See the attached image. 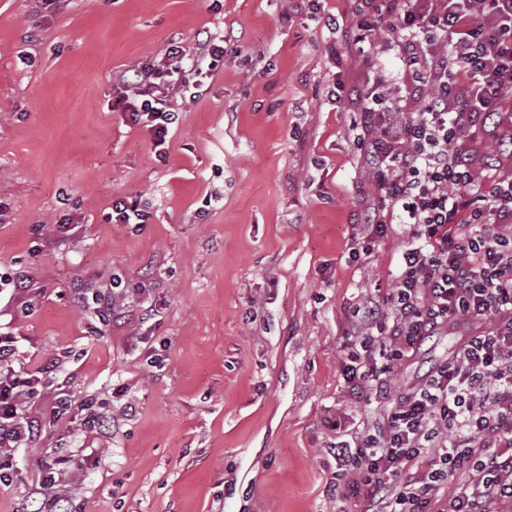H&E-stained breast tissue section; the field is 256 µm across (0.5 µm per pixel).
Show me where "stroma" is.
Returning a JSON list of instances; mask_svg holds the SVG:
<instances>
[{
	"label": "stroma",
	"instance_id": "obj_1",
	"mask_svg": "<svg viewBox=\"0 0 512 512\" xmlns=\"http://www.w3.org/2000/svg\"><path fill=\"white\" fill-rule=\"evenodd\" d=\"M354 8L0 0V269L26 277L0 287V332L16 374H42L0 512H34L60 456L69 512H337L323 422L374 418L345 392L349 310L390 288L406 239L349 254L374 192L349 91L393 66L380 37L329 26ZM203 32L230 35L224 69L155 150L116 106L121 75ZM116 197L146 223H112ZM114 280L127 316L103 326L92 294Z\"/></svg>",
	"mask_w": 512,
	"mask_h": 512
}]
</instances>
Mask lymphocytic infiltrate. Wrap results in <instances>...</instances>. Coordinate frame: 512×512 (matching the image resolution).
Instances as JSON below:
<instances>
[{"mask_svg":"<svg viewBox=\"0 0 512 512\" xmlns=\"http://www.w3.org/2000/svg\"><path fill=\"white\" fill-rule=\"evenodd\" d=\"M378 29L396 67L351 95L376 196L350 252L397 225L408 236L391 288L360 298L344 346L351 403L378 412L350 441L340 420L327 421L336 493L357 512H512V175L461 141L489 125L512 145L502 121L512 110V0H358L345 37ZM223 65V37L191 52L170 43L124 72L123 109L165 144L181 102ZM451 332V358L397 382L427 338ZM15 357L0 339V455L39 429L24 398L33 380L16 375Z\"/></svg>","mask_w":512,"mask_h":512,"instance_id":"f902f5d3","label":"lymphocytic infiltrate"}]
</instances>
